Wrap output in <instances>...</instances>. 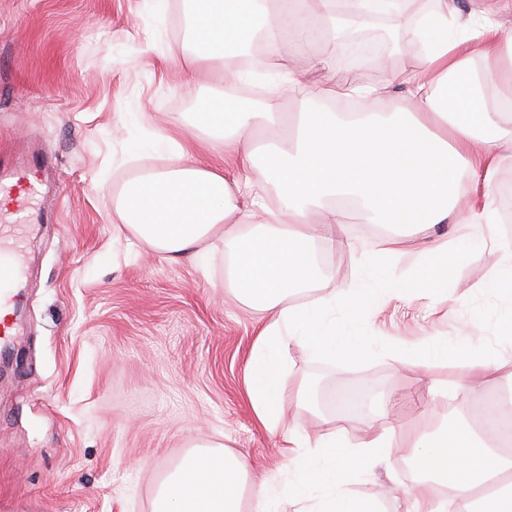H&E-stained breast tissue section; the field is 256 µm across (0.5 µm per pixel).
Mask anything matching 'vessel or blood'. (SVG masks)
Here are the masks:
<instances>
[{"mask_svg":"<svg viewBox=\"0 0 512 512\" xmlns=\"http://www.w3.org/2000/svg\"><path fill=\"white\" fill-rule=\"evenodd\" d=\"M39 187L27 168L0 172V197L7 200L12 216L9 223L0 224V310L12 311L18 303L16 288L25 275L24 237Z\"/></svg>","mask_w":512,"mask_h":512,"instance_id":"vessel-or-blood-1","label":"vessel or blood"}]
</instances>
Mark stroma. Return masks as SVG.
<instances>
[{
	"instance_id": "1",
	"label": "stroma",
	"mask_w": 512,
	"mask_h": 512,
	"mask_svg": "<svg viewBox=\"0 0 512 512\" xmlns=\"http://www.w3.org/2000/svg\"><path fill=\"white\" fill-rule=\"evenodd\" d=\"M189 12V0H167L160 15L148 0H0V152L15 164L45 161L35 204L44 219L27 232L26 304L0 382V512H152L162 479L206 442L245 460L240 509L254 512L258 484L290 476L289 430L431 434L443 414L465 425L475 403L512 393L502 385L450 400L439 393L454 377L446 364L419 374L386 355L350 362L295 347L282 422L274 432L262 426L245 369L266 316L225 288L226 247L207 270L188 258L170 263L134 245L115 212L139 167L114 162L139 135L130 113H149L163 135L195 134L188 119L208 89L194 78ZM380 29L393 46L364 77L422 63L400 17L367 34ZM317 258L313 290L290 291L289 304L354 282V251ZM499 266L489 247L456 264L447 295L380 300L366 319L370 334L498 350L500 301L480 285ZM303 382L316 397L306 407L295 397ZM339 388L356 399L349 413L329 399ZM410 453H394L350 490L383 512H410Z\"/></svg>"
}]
</instances>
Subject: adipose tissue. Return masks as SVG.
<instances>
[{
  "instance_id": "1",
  "label": "adipose tissue",
  "mask_w": 512,
  "mask_h": 512,
  "mask_svg": "<svg viewBox=\"0 0 512 512\" xmlns=\"http://www.w3.org/2000/svg\"><path fill=\"white\" fill-rule=\"evenodd\" d=\"M340 0H195L193 56L205 62L200 79L215 91L198 107L194 125L212 146L232 154L236 177L201 163L174 138L145 133L130 158L165 154L167 162L140 170L120 190L117 213L130 235L164 260L189 257L203 263L215 243L233 255L227 285L243 303L268 313L247 371L249 402L264 427L277 430L283 415L280 371L291 346L312 355L347 361L386 354L421 372L431 364L454 366L453 391L481 384L512 383V241L496 232L494 193L498 173L512 153V32L500 24L512 15V0H480L461 11L454 0L432 6L407 28L411 42L426 48L421 66L389 69L379 84L355 80L336 46L311 48L309 19H334ZM267 56L281 39L295 35L303 69L275 75L273 89L256 106L225 96L222 87L241 80L237 58L257 34ZM499 97L488 104L485 90ZM361 99L364 111L343 115L320 109L299 113L293 132L280 134L282 94L321 100L331 89ZM406 95L409 109H391V91ZM277 130L263 157L250 134ZM472 178L461 183L458 173ZM365 224L395 232L364 249V286L340 299L312 298L287 304L289 291L311 287L317 267L313 243L335 251L345 241L336 229L348 210ZM447 225L461 233L460 246L437 237L417 267L395 271L402 229ZM500 253L495 277L483 290L505 296L494 323L505 351L480 346L460 349L447 337L408 345L379 342L364 315L379 298L431 297L448 284V261L476 257L487 244ZM344 305L335 318L336 305ZM496 433L443 422L414 442L413 465L423 476L414 490V512H512V455L497 448ZM295 479L261 484L256 512H380L377 502L352 494V478L370 474L391 455L393 432L367 438L349 433L323 437L305 430L288 436ZM247 481L243 461L210 443L189 453L159 487L153 512H240Z\"/></svg>"
}]
</instances>
